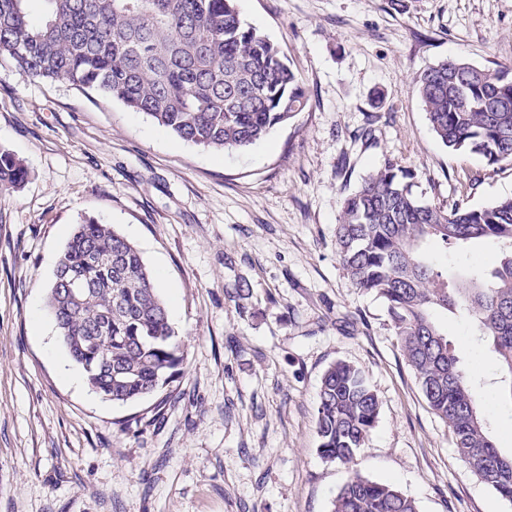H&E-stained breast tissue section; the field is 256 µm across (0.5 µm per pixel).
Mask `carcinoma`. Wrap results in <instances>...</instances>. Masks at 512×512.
<instances>
[{
    "instance_id": "obj_1",
    "label": "carcinoma",
    "mask_w": 512,
    "mask_h": 512,
    "mask_svg": "<svg viewBox=\"0 0 512 512\" xmlns=\"http://www.w3.org/2000/svg\"><path fill=\"white\" fill-rule=\"evenodd\" d=\"M26 0H0V56L19 74L67 80L149 115L183 141L243 150L309 103L302 80L278 48L244 24L233 0H44L34 23ZM442 144L489 166L512 163V70L446 59L413 76ZM23 162L0 149V191L27 179ZM414 173L387 158L345 198L336 245L355 287L383 300L394 335L429 407L448 425L460 459L512 502V454L492 440L471 377L436 321L462 313L486 337L512 391V197L469 208L441 207L413 192ZM477 239L503 249L488 272L448 270L429 256L437 242L457 250ZM77 279L83 295L62 293ZM59 335L90 387L129 402L167 386L183 362L138 249L108 224L77 225L46 297ZM379 401L354 366L338 362L317 392L319 452L350 463L365 445ZM331 512H419L395 486L355 474Z\"/></svg>"
}]
</instances>
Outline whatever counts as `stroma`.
Wrapping results in <instances>:
<instances>
[{
  "label": "stroma",
  "instance_id": "1",
  "mask_svg": "<svg viewBox=\"0 0 512 512\" xmlns=\"http://www.w3.org/2000/svg\"><path fill=\"white\" fill-rule=\"evenodd\" d=\"M301 78L309 105L244 150L176 138L120 101L27 78L0 58V148L28 178L0 192V512H330L352 473L419 512H512L461 461L405 363L385 304L336 247L344 199L394 157L429 202L512 196V164L439 141L411 77L445 59L512 69V0H234ZM137 246L184 342L179 374L118 403L96 393L45 305L77 224ZM247 282L248 299L230 287ZM448 338L495 444L512 400L464 316ZM359 368L378 421L352 465L318 453L325 370Z\"/></svg>",
  "mask_w": 512,
  "mask_h": 512
}]
</instances>
